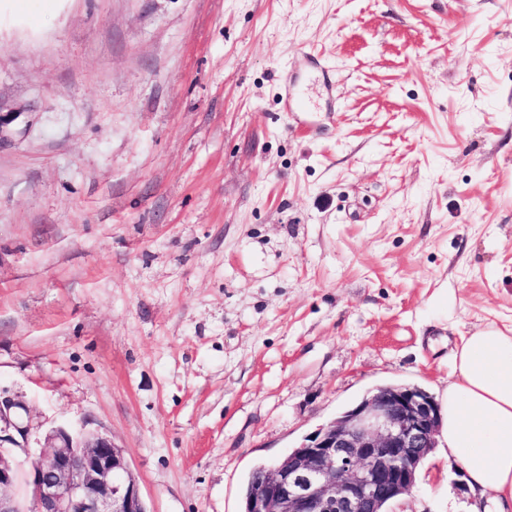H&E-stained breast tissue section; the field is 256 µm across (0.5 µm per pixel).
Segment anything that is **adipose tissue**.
Wrapping results in <instances>:
<instances>
[{"label": "adipose tissue", "instance_id": "ef3b65f1", "mask_svg": "<svg viewBox=\"0 0 512 512\" xmlns=\"http://www.w3.org/2000/svg\"><path fill=\"white\" fill-rule=\"evenodd\" d=\"M456 378L441 406L446 459L461 463L476 493L512 503V336L496 329L464 337Z\"/></svg>", "mask_w": 512, "mask_h": 512}]
</instances>
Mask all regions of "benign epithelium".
<instances>
[{
  "mask_svg": "<svg viewBox=\"0 0 512 512\" xmlns=\"http://www.w3.org/2000/svg\"><path fill=\"white\" fill-rule=\"evenodd\" d=\"M440 406L418 386L379 387L268 466L243 512H387L408 493L440 429ZM29 410L0 396V512H149L124 452L105 433L51 430L30 457ZM23 507L11 494L19 475Z\"/></svg>",
  "mask_w": 512,
  "mask_h": 512,
  "instance_id": "1",
  "label": "benign epithelium"
}]
</instances>
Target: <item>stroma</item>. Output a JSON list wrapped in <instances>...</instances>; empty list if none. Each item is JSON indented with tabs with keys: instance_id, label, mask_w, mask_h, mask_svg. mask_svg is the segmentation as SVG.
<instances>
[{
	"instance_id": "35a3bbf8",
	"label": "stroma",
	"mask_w": 512,
	"mask_h": 512,
	"mask_svg": "<svg viewBox=\"0 0 512 512\" xmlns=\"http://www.w3.org/2000/svg\"><path fill=\"white\" fill-rule=\"evenodd\" d=\"M303 94L312 109L286 107ZM512 336V0H0V391L150 512H241ZM434 448L392 512H487Z\"/></svg>"
}]
</instances>
